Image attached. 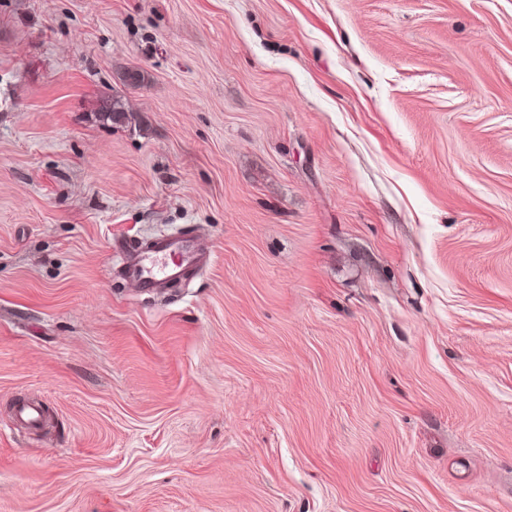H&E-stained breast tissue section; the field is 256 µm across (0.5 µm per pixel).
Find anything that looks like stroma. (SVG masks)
I'll use <instances>...</instances> for the list:
<instances>
[{
  "instance_id": "1",
  "label": "stroma",
  "mask_w": 512,
  "mask_h": 512,
  "mask_svg": "<svg viewBox=\"0 0 512 512\" xmlns=\"http://www.w3.org/2000/svg\"><path fill=\"white\" fill-rule=\"evenodd\" d=\"M0 512H512V0H0ZM114 254L124 262L123 275L147 290L178 282L187 271L202 268L207 261L188 234L118 243Z\"/></svg>"
}]
</instances>
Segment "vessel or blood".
Instances as JSON below:
<instances>
[{
  "label": "vessel or blood",
  "mask_w": 512,
  "mask_h": 512,
  "mask_svg": "<svg viewBox=\"0 0 512 512\" xmlns=\"http://www.w3.org/2000/svg\"><path fill=\"white\" fill-rule=\"evenodd\" d=\"M114 253L123 262V275L149 290L178 282L187 271L202 268L207 261L193 238L186 234L120 243Z\"/></svg>",
  "instance_id": "b4317fda"
}]
</instances>
